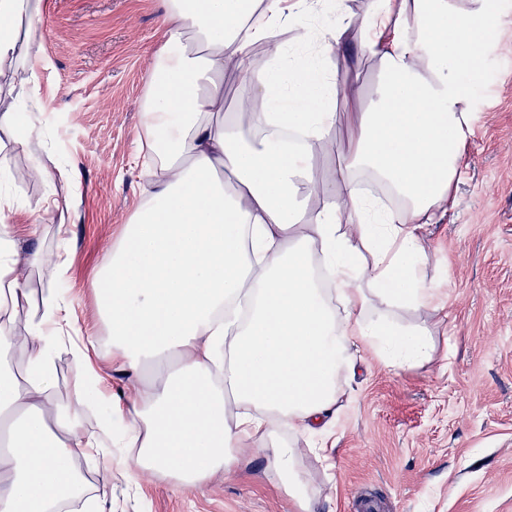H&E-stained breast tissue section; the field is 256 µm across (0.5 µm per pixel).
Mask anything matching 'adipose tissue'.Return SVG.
<instances>
[{
	"mask_svg": "<svg viewBox=\"0 0 512 512\" xmlns=\"http://www.w3.org/2000/svg\"><path fill=\"white\" fill-rule=\"evenodd\" d=\"M148 73L139 145L150 195L131 212L93 280L112 360L139 375L125 404L123 463L202 491L246 464L260 437L291 499L309 503L299 451L281 428L310 434L317 448L342 408L341 374L353 345L392 368L430 357L423 326L381 320L394 308L428 307L435 291L418 273L426 225L456 204L470 79L481 67L487 0H164ZM46 0H0V94L36 105L38 33ZM332 13V26L319 19ZM293 32L314 46L285 59L274 38ZM360 34L377 64L372 92L338 86L320 53ZM233 68L260 109H224ZM363 102L351 143L328 178L286 130L322 141L338 123L336 94ZM321 191V207L308 205ZM0 196V348L27 353L25 380L0 362V512H59L76 491L86 405L104 399L87 366L64 406L53 400L55 328L69 317L56 290L28 313V273L48 264L39 249L18 254ZM372 264H365L364 255ZM321 268L340 298L313 274ZM25 320L27 333L15 324Z\"/></svg>",
	"mask_w": 512,
	"mask_h": 512,
	"instance_id": "ef3b65f1",
	"label": "adipose tissue"
}]
</instances>
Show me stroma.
Instances as JSON below:
<instances>
[{"instance_id": "35a3bbf8", "label": "stroma", "mask_w": 512, "mask_h": 512, "mask_svg": "<svg viewBox=\"0 0 512 512\" xmlns=\"http://www.w3.org/2000/svg\"><path fill=\"white\" fill-rule=\"evenodd\" d=\"M163 0H47L33 25L41 41L39 128L26 150L10 155L0 193L19 210L9 222L20 252L62 255L29 281L31 302L54 283L72 309L54 358L56 397L73 399L84 370L68 346L106 336L91 279L119 226L145 195L137 134ZM479 45L481 70L467 109L468 143L456 175L455 208L425 230L429 307L399 310L406 325L426 324L433 361L385 367L356 352L344 410L330 426L327 459L301 463L316 500L313 512H512V0H495ZM358 33L324 64L347 82L374 86L379 75L357 55ZM74 172L75 182L30 181L34 161ZM69 199L44 213L47 197ZM241 472L201 493L162 475L137 476L118 457L79 461L99 512H304L270 469L262 441Z\"/></svg>"}]
</instances>
